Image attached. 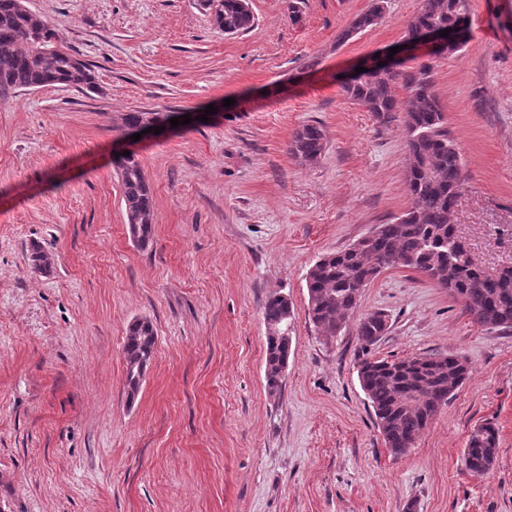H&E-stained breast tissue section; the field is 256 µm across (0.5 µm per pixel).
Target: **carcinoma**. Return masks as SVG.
I'll list each match as a JSON object with an SVG mask.
<instances>
[{"instance_id":"1","label":"carcinoma","mask_w":512,"mask_h":512,"mask_svg":"<svg viewBox=\"0 0 512 512\" xmlns=\"http://www.w3.org/2000/svg\"><path fill=\"white\" fill-rule=\"evenodd\" d=\"M215 28L231 35L254 27L249 0H204ZM386 0H372L370 8L357 15L341 32L346 42L352 35L376 25L383 17ZM469 18L463 0H422L420 9L407 21L403 44L410 48L432 29L450 30L447 52L465 44ZM366 71L343 82L346 96L383 122L392 113L405 114L408 166L405 173L411 204L386 224L377 225L378 236L359 252L330 253L312 265L306 277L309 320L328 339L338 336L358 306V288L366 287L382 272L399 266L427 277L452 268L450 292L464 298L462 311L473 323L489 329L512 328V267L494 277L484 275L470 255L455 249V232L450 215L465 182L461 149L448 134L443 107L432 91V66L416 71L404 69L403 60L378 57L364 64ZM402 84L406 97L392 89ZM68 87L82 92L97 90L90 66L65 50L50 23L32 13L25 0H0V95L10 91H32L44 87ZM169 115L157 111L127 112L121 128L127 135L145 125L166 122ZM326 148L324 130L317 124L297 129L289 153L302 163L317 161ZM126 219L138 227L139 247L153 244L154 200L141 161L134 154L115 159ZM265 323L284 333L292 321L291 305L279 296L262 306ZM387 332L380 313L364 315L356 334L363 352ZM156 330L151 321L137 319L129 324L123 346L125 388L129 399L139 393L143 373L153 360ZM265 388L270 396L282 391V369L288 362L289 339L266 336ZM468 376L466 361L454 354L434 353L409 361L364 358L358 364V379L373 409L385 446L390 452L418 438L448 403ZM498 431L487 423L473 430L464 449L465 469L482 475L496 458Z\"/></svg>"}]
</instances>
